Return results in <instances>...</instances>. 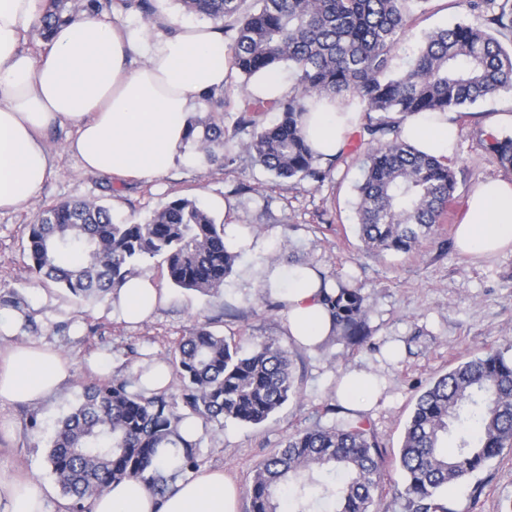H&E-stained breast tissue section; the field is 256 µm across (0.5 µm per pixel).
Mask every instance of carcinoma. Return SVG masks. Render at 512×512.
<instances>
[{
    "instance_id": "1",
    "label": "carcinoma",
    "mask_w": 512,
    "mask_h": 512,
    "mask_svg": "<svg viewBox=\"0 0 512 512\" xmlns=\"http://www.w3.org/2000/svg\"><path fill=\"white\" fill-rule=\"evenodd\" d=\"M33 32L51 41L57 29L81 16L116 10L145 19L154 0H43ZM185 11L230 34L231 69L242 79L238 128H252L246 152L281 178L326 177L302 128V116L327 100L362 106L355 132L368 145L357 185L358 237L373 252H410L435 234L456 202L449 160L417 150L400 138L404 117L445 113L512 92V0H467L480 23L459 22L428 32L400 70L394 51L413 15L430 0H179ZM234 24L224 26V20ZM288 65L297 83L288 94L263 98L248 91L264 71ZM267 112L280 120L258 124ZM224 125L205 124L199 140L208 162L234 163L213 144ZM488 149L512 170V136L489 133ZM29 269L80 301L104 300L135 267L161 261L168 280L204 295L218 293L237 255L224 245V225L197 201L177 197L144 223L116 224L109 208L93 201L61 200L28 225ZM332 335L350 345L369 337V312L356 284L321 285ZM181 386L145 391L126 377L83 387L59 421L48 462L70 512L124 480H140L163 497L172 478L159 466L160 451L175 449L185 473L200 466L198 442L180 433L190 417L224 426L231 419L257 425L297 392L288 352L272 340L241 342L196 323L164 359ZM456 433V448L445 441ZM512 449V358L487 352L452 368L418 395L397 463L404 475L407 512H450L448 485L474 477L504 449ZM386 459L373 429L361 417L326 426L317 421L286 435L282 447L260 462L247 489L250 512H308L318 494L330 512H373L382 491Z\"/></svg>"
}]
</instances>
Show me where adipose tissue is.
I'll use <instances>...</instances> for the list:
<instances>
[{
    "instance_id": "1",
    "label": "adipose tissue",
    "mask_w": 512,
    "mask_h": 512,
    "mask_svg": "<svg viewBox=\"0 0 512 512\" xmlns=\"http://www.w3.org/2000/svg\"><path fill=\"white\" fill-rule=\"evenodd\" d=\"M42 0H0V214L18 210L37 194L54 169L45 141L55 127L72 126L66 148L83 168L114 181L151 182L179 163H189L188 132L205 95L227 80L224 33L209 25H180L157 18L161 31L147 42L96 19L61 26L38 55L21 40L36 22ZM361 115L328 103L303 116L304 133L321 161L344 152ZM462 122L421 112L401 124L402 139L441 158L456 148ZM462 254L492 257L512 250V181L480 182L467 200L455 232ZM249 279L281 293L290 336L317 347L329 336L331 318L321 303V278L308 266L289 272L268 265ZM164 296L149 275H130L110 295L113 315L138 324ZM72 376V363L39 341L0 352V403L36 405ZM382 389L379 378L352 368L336 393L349 407L367 409ZM46 490L33 479L0 478V512H47ZM238 491L223 469L177 478L164 497L138 480L113 484L88 501V512H237Z\"/></svg>"
}]
</instances>
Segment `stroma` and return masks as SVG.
Segmentation results:
<instances>
[{"label":"stroma","mask_w":512,"mask_h":512,"mask_svg":"<svg viewBox=\"0 0 512 512\" xmlns=\"http://www.w3.org/2000/svg\"><path fill=\"white\" fill-rule=\"evenodd\" d=\"M472 14L465 0H431L428 10L409 27L395 51L403 65L427 32ZM237 77H229L223 95L224 126L234 136L216 153L231 151L234 164L221 167L200 160L177 165L152 184L116 183L87 173L64 149L66 130H49L55 170L26 207L0 214V299H21V314L33 317L36 339L60 350L73 364L74 376L54 396L35 406L0 405V474L22 473L49 490L50 512H66L64 498L50 472L48 443L59 420L76 403L85 385L102 380L92 369L107 357L111 375L137 372L148 361L163 359L173 343L196 322L213 331L241 338L272 339L287 349L299 393L278 413L258 425L225 421L204 426L198 436L202 467L223 468L238 487L239 512H249L245 491L255 466L279 448L287 433L315 421L330 425L327 400L338 378L349 368L381 375L386 386L363 418L386 451L382 496L377 512H407L398 495L404 478L394 461L417 394L453 367L488 351L512 356V252L489 262H469L454 247L453 231L468 194L486 179L512 180L486 147V121L512 113V94L469 105L452 156L457 204L436 235L417 250L378 254L365 251L357 234V191L364 149L347 146L325 162L324 181L278 178L255 164L242 149L250 129L235 126L239 99ZM178 196L196 199L219 224L244 225L251 235L268 241L262 253L239 252L221 292L205 297L170 285L158 261L140 265L167 299L151 319L131 326L112 317L106 302L77 303L53 284L32 274L24 251L27 226L46 206L63 199H93L110 207L115 223L145 222ZM315 268L329 282L357 283L371 307L370 340L361 346L329 338L307 349L288 334L280 300L269 289L245 280V270L276 265ZM450 512H512V450L490 460L475 480L450 485Z\"/></svg>","instance_id":"obj_1"}]
</instances>
